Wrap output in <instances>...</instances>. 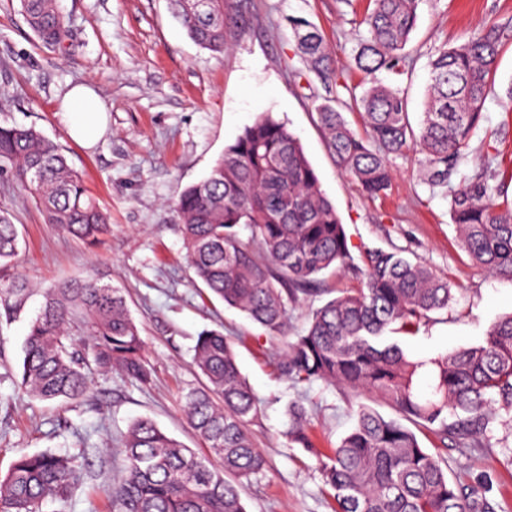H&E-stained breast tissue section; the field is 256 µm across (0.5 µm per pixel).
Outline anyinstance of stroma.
I'll use <instances>...</instances> for the list:
<instances>
[{"instance_id": "35a3bbf8", "label": "stroma", "mask_w": 512, "mask_h": 512, "mask_svg": "<svg viewBox=\"0 0 512 512\" xmlns=\"http://www.w3.org/2000/svg\"><path fill=\"white\" fill-rule=\"evenodd\" d=\"M63 45L39 40L19 0H0V125L33 126L57 141L89 193L107 213L111 231L89 248L43 220L28 192L0 175V210L20 234L16 263L0 267V283L21 279L33 291L20 310L0 314V473L20 453L50 451L84 457L69 498L44 512H111L105 495L122 467L106 444L118 443L129 422L148 417L208 456L183 416L189 390L203 386L193 364L205 331L233 341L242 375L259 400L247 425L266 459L263 472L243 482L246 512H335L310 451L288 435L287 408L302 404L316 448L331 452L354 424L359 406L384 417L393 408L371 396L320 381L295 384L273 363L283 338L266 333L238 310L213 298L189 266L174 204L183 189L206 177L225 146L264 113L284 121L300 139L322 190L344 224L354 263L322 279L319 292L289 308L288 334L300 335L312 309L363 288L367 250L382 248L421 262L453 285L446 318L404 337L416 359L437 358L479 344L497 318L512 313V281L478 268L461 248L441 189L424 183L413 155L393 158L387 195L372 198L333 162L316 123L314 105L335 99L353 129V103L362 74L354 54L367 0H226L223 54L199 47L173 16L169 0H61ZM419 23L405 49V90L418 120L429 81V60L446 42L482 30L490 18L512 19V0H422ZM317 26L336 58L339 82L325 86L297 50L291 20ZM91 84L109 128L93 148L73 141L57 113L71 84ZM491 163L512 177V38L504 41L495 90L460 167L462 176ZM98 274L121 289L140 329L151 382L116 372L92 373L90 392L75 402H45L19 392L23 346L42 289ZM418 439L440 455L450 481L474 486L493 512H512V413L496 410L481 442L442 446L429 431Z\"/></svg>"}]
</instances>
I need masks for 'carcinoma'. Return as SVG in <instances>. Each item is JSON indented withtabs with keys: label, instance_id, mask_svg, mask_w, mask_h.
Segmentation results:
<instances>
[{
	"label": "carcinoma",
	"instance_id": "1",
	"mask_svg": "<svg viewBox=\"0 0 512 512\" xmlns=\"http://www.w3.org/2000/svg\"><path fill=\"white\" fill-rule=\"evenodd\" d=\"M189 37L224 52V0H172ZM354 62L365 85L353 97L363 132L352 129L336 101L315 105L336 166L370 197L390 190V159L421 155L420 174L445 190L452 223L477 266L512 280V201L487 169L458 174L484 119L503 39L511 23L488 22L462 35L429 61L430 81L421 119H410L405 92L378 78L402 73V52L417 27L422 0H369ZM34 33L59 44L66 33L59 0H20ZM306 68L330 83L337 73L317 27L291 21ZM0 171L9 172L39 205L44 222L88 247L109 233L81 175L61 145L35 127L0 126ZM187 256L196 277L224 305L244 313L270 334L287 336L288 305L313 291L320 276L352 262L335 205L321 189L302 144L286 123L267 114L224 148L208 177L175 203ZM251 231L248 241L239 230ZM20 253L17 225L0 211V267ZM365 287L312 310L304 333L285 341L277 372L299 384L322 381L373 395L401 418L369 406L330 455H318L336 512H490L486 499L448 479L443 460L421 448L413 428L441 443L487 432L492 406L512 412V315L491 325L482 344L430 360L408 357L392 334L414 335L448 311V279L397 252H367ZM23 280L0 289V306L19 309ZM82 322L81 337L72 323ZM193 361L206 380L186 395L185 416L223 470L162 431L134 421L123 440L126 465L108 489L114 512H246L241 480L259 474L265 458L247 423L257 404L242 377L232 342L218 331L198 336ZM117 371L142 385L151 380L139 329L121 292L90 276L61 283L29 326L20 389L41 401L79 400L90 389V366ZM428 391L417 389L421 377ZM289 435L313 447L306 410L288 407ZM75 457L24 453L0 474V512H43L47 500H65L79 479Z\"/></svg>",
	"mask_w": 512,
	"mask_h": 512
}]
</instances>
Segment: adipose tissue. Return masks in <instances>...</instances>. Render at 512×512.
<instances>
[{"label":"adipose tissue","mask_w":512,"mask_h":512,"mask_svg":"<svg viewBox=\"0 0 512 512\" xmlns=\"http://www.w3.org/2000/svg\"><path fill=\"white\" fill-rule=\"evenodd\" d=\"M60 111L70 137L85 147H92L107 129L105 106L90 84L69 87L62 95Z\"/></svg>","instance_id":"obj_1"}]
</instances>
